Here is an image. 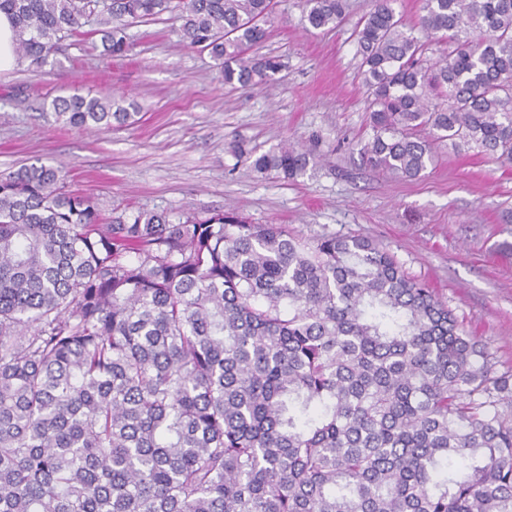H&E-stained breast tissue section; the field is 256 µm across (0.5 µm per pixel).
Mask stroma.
I'll use <instances>...</instances> for the list:
<instances>
[{
    "mask_svg": "<svg viewBox=\"0 0 512 512\" xmlns=\"http://www.w3.org/2000/svg\"><path fill=\"white\" fill-rule=\"evenodd\" d=\"M370 0H350L347 22L306 31L286 0L263 55L285 64L266 88L225 85L208 53L176 44L165 17L133 25L131 56L88 51L91 25L42 68L19 59L0 73V172L43 160L103 214L224 210L285 224L307 242L329 235L373 240L447 301L497 370L512 366V167L436 145L415 180L366 167V88L352 37ZM112 94L136 104V124L90 133L44 115L58 95ZM319 139L320 158L292 182L263 177L234 145L259 152Z\"/></svg>",
    "mask_w": 512,
    "mask_h": 512,
    "instance_id": "obj_1",
    "label": "stroma"
}]
</instances>
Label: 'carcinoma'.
I'll return each mask as SVG.
<instances>
[{
	"mask_svg": "<svg viewBox=\"0 0 512 512\" xmlns=\"http://www.w3.org/2000/svg\"><path fill=\"white\" fill-rule=\"evenodd\" d=\"M281 0H0L41 66L92 20L106 58L171 14L224 84L272 82L255 52ZM372 0L352 36L366 165L419 178L433 147L512 165V0ZM330 31L349 0H300ZM57 122L137 113L58 96ZM284 181L315 147L255 154ZM0 512H512V369L373 241L310 244L222 211H122L33 163L0 174Z\"/></svg>",
	"mask_w": 512,
	"mask_h": 512,
	"instance_id": "obj_1",
	"label": "carcinoma"
}]
</instances>
